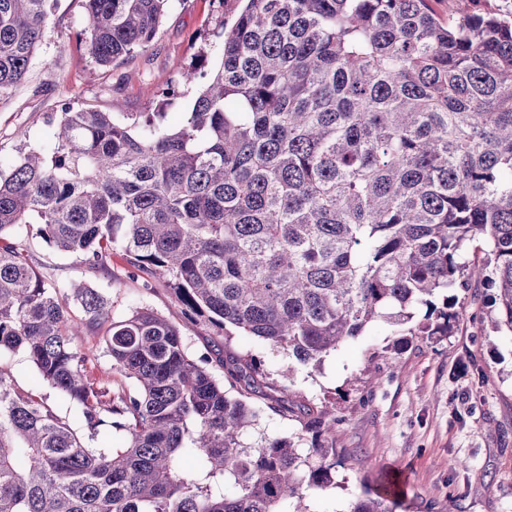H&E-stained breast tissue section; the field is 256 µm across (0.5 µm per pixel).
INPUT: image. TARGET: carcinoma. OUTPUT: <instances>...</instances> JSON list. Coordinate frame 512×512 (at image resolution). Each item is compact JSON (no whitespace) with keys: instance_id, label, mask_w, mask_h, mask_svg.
<instances>
[{"instance_id":"cac0c4a2","label":"carcinoma","mask_w":512,"mask_h":512,"mask_svg":"<svg viewBox=\"0 0 512 512\" xmlns=\"http://www.w3.org/2000/svg\"><path fill=\"white\" fill-rule=\"evenodd\" d=\"M53 0H0V97L29 73ZM219 65L174 128L140 112L63 107L46 150L0 168V352H21L95 436L0 369V512H313L338 487L335 398L316 403L248 354L188 351L140 307L116 321L82 282L45 281L15 226L91 270L121 247L194 325L238 332L313 373L378 319L395 366L451 333L471 288L512 334V21L458 0H232ZM81 41L109 66L154 41L169 0H84ZM82 311L74 321L72 308ZM101 333L125 388L77 339ZM279 393L263 406L255 399ZM293 422L260 430L266 411ZM347 512H391L392 482Z\"/></svg>"}]
</instances>
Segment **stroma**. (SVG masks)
<instances>
[{"mask_svg":"<svg viewBox=\"0 0 512 512\" xmlns=\"http://www.w3.org/2000/svg\"><path fill=\"white\" fill-rule=\"evenodd\" d=\"M222 9L218 0H170L168 12L144 53L101 67L79 40L88 25L83 0H55L51 34L39 47L27 79L0 98V163L18 158L20 145L40 149L54 139L47 115L61 105L101 112L163 111L164 124L191 110L195 87L159 103L158 88L181 81L196 55L209 61L222 55L216 31ZM16 238L30 260L56 284L82 281L107 298L114 319L148 306L182 324L191 353L218 354L223 331L184 322L182 307L162 280L135 272L122 249L112 253L110 272L93 271L20 225ZM120 281H112L111 272ZM486 289L470 291L460 322L445 336L419 340L401 356L397 369L369 368V355L391 339L393 328L378 321L315 373L298 371L291 388L319 400L343 390V423L338 447L354 458L338 468L337 489L311 494L314 512H346L362 493L363 477L383 471L398 475L402 493L393 512H512V337L480 334L477 318L488 312ZM0 369L17 385L48 395L50 404L81 428L72 405L40 378L25 355L0 354ZM461 460L450 468L451 460Z\"/></svg>","mask_w":512,"mask_h":512,"instance_id":"obj_1","label":"stroma"}]
</instances>
